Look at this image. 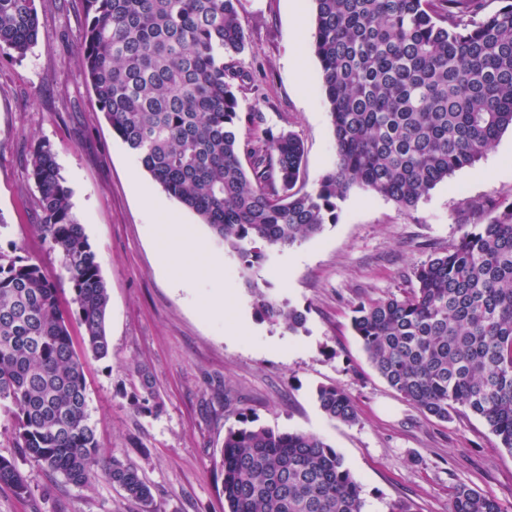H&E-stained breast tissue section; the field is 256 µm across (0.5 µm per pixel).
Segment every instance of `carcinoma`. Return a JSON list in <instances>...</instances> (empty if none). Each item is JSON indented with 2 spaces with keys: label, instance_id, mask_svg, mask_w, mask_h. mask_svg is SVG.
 <instances>
[{
  "label": "carcinoma",
  "instance_id": "cac0c4a2",
  "mask_svg": "<svg viewBox=\"0 0 512 512\" xmlns=\"http://www.w3.org/2000/svg\"><path fill=\"white\" fill-rule=\"evenodd\" d=\"M36 0H0V53L24 57L39 39ZM241 0H82L79 57L100 111L153 182L193 211L239 260L254 315L292 335L307 317L258 288L250 271L271 253L336 222L360 187L409 213L512 130V0H313L311 47L336 159L308 189L304 147L264 129L241 160L234 80L245 76ZM35 229L59 256L73 307L33 258L0 250V402L13 407V447L47 473L88 488L104 477L155 512L137 465L103 455L86 412L85 364L105 359L109 294L72 211L52 144L30 153ZM471 225L415 266L410 288L353 307L351 324L377 373L421 413L484 421L512 454V198L473 201ZM82 328L83 353L70 325ZM135 406L161 408L138 369ZM326 417L357 422L340 386H320ZM228 512H363L361 486L314 433L280 432L241 413L220 451ZM0 485L34 487L0 455ZM448 512H505L492 494L454 487Z\"/></svg>",
  "mask_w": 512,
  "mask_h": 512
}]
</instances>
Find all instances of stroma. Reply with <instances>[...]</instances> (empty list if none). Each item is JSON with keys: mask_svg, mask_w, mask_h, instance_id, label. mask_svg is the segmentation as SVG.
I'll return each mask as SVG.
<instances>
[{"mask_svg": "<svg viewBox=\"0 0 512 512\" xmlns=\"http://www.w3.org/2000/svg\"><path fill=\"white\" fill-rule=\"evenodd\" d=\"M40 38L24 58L0 55V250L21 248L62 277L57 254L35 232L37 207L29 154L49 140L72 191L73 212L96 252L107 285L111 353L85 367L87 410L105 454L134 462L153 486L158 512H225L220 470L224 431L239 413L279 431L323 437L362 486L363 512H448L460 484L492 493L512 512V454L482 420L458 414L441 422L402 399L375 371L351 326L362 301L400 293L415 265L448 248L465 230L471 200L512 196V132L474 166L438 184L411 213L353 188L336 223L274 252L251 278L305 311V332L256 320L239 264L208 227L155 184L112 133L78 63L80 0H36ZM312 0H242L250 78L235 85L240 112L261 113L262 127L303 142L306 186L334 163V139L311 49ZM301 69H294V60ZM262 127L242 126L257 144ZM161 201L207 246L218 269L179 279L160 260ZM232 289V312L201 305ZM147 367L163 403L156 414L132 404ZM343 387L358 420H329L315 390ZM8 404H0V455L15 458L37 491L19 498L0 486V512H139L106 480L71 485L18 458Z\"/></svg>", "mask_w": 512, "mask_h": 512, "instance_id": "1", "label": "stroma"}]
</instances>
